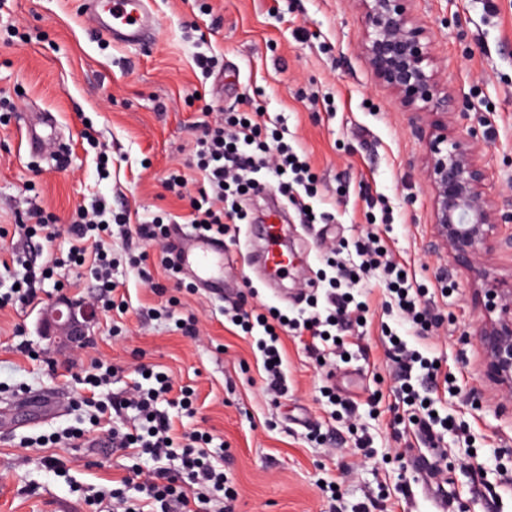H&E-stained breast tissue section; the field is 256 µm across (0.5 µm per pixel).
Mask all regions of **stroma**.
Segmentation results:
<instances>
[{"label": "stroma", "mask_w": 512, "mask_h": 512, "mask_svg": "<svg viewBox=\"0 0 512 512\" xmlns=\"http://www.w3.org/2000/svg\"><path fill=\"white\" fill-rule=\"evenodd\" d=\"M151 40L130 47L97 28L83 0H9L0 9V295L26 266L59 260L45 290L61 284L70 300L98 294L93 261L68 259L67 225L77 209L97 203L126 212L131 225L169 215L189 220L188 204L167 192L170 172L185 174L188 194L203 178L196 168L204 110L238 112L253 95L319 177L315 209L334 216L308 224L288 208L286 233L296 263L279 284L255 272L257 248L246 223L224 238V292L178 288L162 247L109 239L112 279L126 313L100 312L85 359L122 366L121 391L139 365L155 366L174 386L196 394V413L171 409L176 432L202 429L213 456L223 457L236 512H512V396L486 371L474 328L485 314L473 284L444 252L434 250L431 196L423 177L425 146L408 115L376 80L358 51L361 19L354 0H153ZM433 35L435 65L458 98L451 135L469 134L488 173L487 190L512 206V0H417ZM201 55L214 57L202 74ZM55 120L59 142L30 155L20 128L30 114ZM92 128L95 142L81 136ZM39 207L59 222L52 238L26 236L18 217ZM387 223H370L372 208ZM403 265L434 325L419 333L403 321L381 271L352 284L367 310L345 358L317 360L307 339L282 336L288 394L263 389L256 339L224 318L246 291L250 305L295 315L308 309L329 262L360 264L353 244L367 232ZM149 255L133 266L131 251ZM151 282H144L143 273ZM43 304L0 308V512H93L89 489L128 475L147 458L79 448H26V438L83 425L82 410L18 405L21 395L79 386L70 371H48L15 346L49 357L63 348L43 336ZM195 314L200 335L176 331L175 318ZM389 326L409 348L439 361L450 380L433 396L438 425H399L396 366L381 340ZM452 418L461 432L445 429ZM370 440L357 452L360 436Z\"/></svg>", "instance_id": "obj_1"}]
</instances>
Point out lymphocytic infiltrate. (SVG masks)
Wrapping results in <instances>:
<instances>
[{
    "label": "lymphocytic infiltrate",
    "mask_w": 512,
    "mask_h": 512,
    "mask_svg": "<svg viewBox=\"0 0 512 512\" xmlns=\"http://www.w3.org/2000/svg\"><path fill=\"white\" fill-rule=\"evenodd\" d=\"M282 124L271 123L262 112H235L215 124H204L197 141V166L205 186L190 200V222L195 232L208 236L225 235L239 218V199L244 192L257 191L266 175H275L278 188L287 201L308 209L309 199L317 195V178L303 157L295 154L285 140ZM105 205L79 209L70 225L74 239L73 259H81L87 248H94L98 259L96 275L102 286L97 297L103 307L119 312L127 304L112 280L111 263L104 255V240L112 234H126V226L111 228L104 224ZM363 258L358 268L333 266L324 289V306L287 319L283 314L265 315L243 307L231 316L234 325L259 330L257 342L262 354L264 385L267 394L279 398L287 394V379L282 370L280 335L288 328H305L311 338V351L319 347L339 350L342 334L359 325L362 307L352 304L348 285L353 277L382 270L388 290L404 318L419 331H429L427 311L419 309L408 277L399 265L386 261L376 234H369L355 244ZM390 352L400 367L395 392L404 405H415L420 394L411 384L413 371H421L429 382H436L439 369L432 361L408 348L405 341L392 343ZM116 370L111 363L92 359L77 373L76 380L84 388L73 398L76 407L91 410L89 428L68 429L60 441L78 447L87 430L99 433L101 441L116 451L148 456L151 470H136L134 477L121 480L119 486L97 489L90 497L96 512H235V497L224 489V462L207 450L208 437L198 430L173 435L169 408L192 412L193 392L184 388L174 391L169 377L154 373L150 386L135 384L121 393L112 392ZM179 454L180 469L171 471L162 461ZM222 492L219 505H212L208 490Z\"/></svg>",
    "instance_id": "obj_1"
}]
</instances>
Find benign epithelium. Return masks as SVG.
<instances>
[{
    "label": "benign epithelium",
    "instance_id": "1",
    "mask_svg": "<svg viewBox=\"0 0 512 512\" xmlns=\"http://www.w3.org/2000/svg\"><path fill=\"white\" fill-rule=\"evenodd\" d=\"M363 35L359 51L371 72L410 112L423 135L427 156L423 177L432 196L436 250L472 275L475 292L492 302L496 317L477 324L475 336L488 371L512 393V279L492 274L490 261L512 251V237L499 227L511 215L483 191L486 179L479 154L464 137L448 138L456 99L432 67V43L414 14L416 0H355ZM98 320L96 309L59 300L44 310L46 334L61 346L84 342Z\"/></svg>",
    "mask_w": 512,
    "mask_h": 512
}]
</instances>
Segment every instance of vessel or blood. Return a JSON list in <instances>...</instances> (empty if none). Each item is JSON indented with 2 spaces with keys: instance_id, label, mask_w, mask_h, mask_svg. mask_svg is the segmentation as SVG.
Listing matches in <instances>:
<instances>
[{
  "instance_id": "1",
  "label": "vessel or blood",
  "mask_w": 512,
  "mask_h": 512,
  "mask_svg": "<svg viewBox=\"0 0 512 512\" xmlns=\"http://www.w3.org/2000/svg\"><path fill=\"white\" fill-rule=\"evenodd\" d=\"M86 2L88 11L98 18L99 29L111 36L114 43L137 46L144 43L154 31L156 19L150 0ZM56 139V124L52 118L43 114L37 121L30 123L27 138L30 154H41ZM174 231L182 241L181 262L191 272L196 287L211 293L223 288V242L191 235L183 224L175 226ZM260 231L267 242L261 252L264 265L281 272L293 267V256L274 246L280 232L279 225L264 224Z\"/></svg>"
}]
</instances>
